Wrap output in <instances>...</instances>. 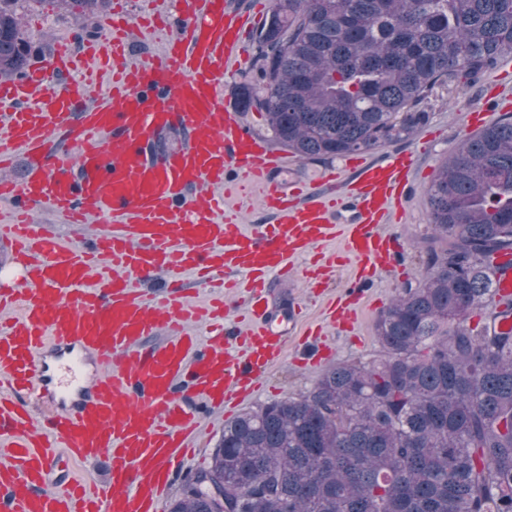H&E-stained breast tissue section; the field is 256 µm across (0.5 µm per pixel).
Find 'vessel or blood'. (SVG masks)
I'll return each mask as SVG.
<instances>
[{"label": "vessel or blood", "mask_w": 512, "mask_h": 512, "mask_svg": "<svg viewBox=\"0 0 512 512\" xmlns=\"http://www.w3.org/2000/svg\"><path fill=\"white\" fill-rule=\"evenodd\" d=\"M181 3L178 20L112 19L81 49L57 45L44 67L0 80V243L17 271L15 285L0 284V444L10 455L0 460V512H160L191 452L198 406L235 407L285 352L296 315L272 305L270 275L341 237L356 304L402 251L381 226L410 188L412 155L347 161L346 218L336 174L283 192L273 177L282 159L224 103L223 76L246 64L260 12ZM142 33L165 44L135 61L129 45ZM173 128L180 146L149 153ZM18 154L19 183L3 175ZM240 178L270 222L246 229L223 217L224 187ZM40 209L109 227L74 243L47 232ZM185 271L202 288L243 277L247 329L225 333L223 301L190 302ZM202 317L215 330L204 345L191 331ZM102 455L105 481L47 490L50 470Z\"/></svg>", "instance_id": "vessel-or-blood-1"}]
</instances>
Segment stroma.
<instances>
[{
    "instance_id": "obj_1",
    "label": "stroma",
    "mask_w": 512,
    "mask_h": 512,
    "mask_svg": "<svg viewBox=\"0 0 512 512\" xmlns=\"http://www.w3.org/2000/svg\"><path fill=\"white\" fill-rule=\"evenodd\" d=\"M24 22L33 38L36 54L32 63L36 66L43 64L45 55L51 53L55 43L71 40L74 36L73 21L58 17L48 8L27 13ZM503 88L512 90V54L501 58L497 68L485 74L476 84L450 81L437 86L426 104L430 119L425 127L413 136L366 152L365 157L370 161L407 149L415 150L418 154L410 195L392 222L385 226L386 231L398 235L402 241V269L393 274H380L366 287L356 321L348 325L339 323L327 327L324 343L331 352L327 359L316 364L305 361L299 343L291 342L283 359L267 375L261 389L242 403V410L305 394L329 367L356 362L369 363L380 358L381 347L375 335V322L400 288L416 280L425 265L424 247L433 234L428 218L426 190L438 166L456 151L461 138L466 134L468 113L484 110L489 112L494 121L506 115L505 104L495 101L497 93ZM238 117L265 142L270 152L283 157L285 166L278 177L285 184L316 183L322 180L328 168L339 169L344 165V159L340 156L302 159L293 155L274 139L258 112L242 110ZM311 263V255L298 256L295 260V276L287 281L272 280L271 288L279 308H303L306 324L314 325L324 321L328 299L342 295L350 286L353 267L350 262L337 261L335 267L326 274L327 281L322 294L315 295L311 293L302 275ZM226 422L225 416L215 412L206 413L197 441V453L178 471L170 485L168 499L178 498L187 477L198 468L208 466L213 445Z\"/></svg>"
}]
</instances>
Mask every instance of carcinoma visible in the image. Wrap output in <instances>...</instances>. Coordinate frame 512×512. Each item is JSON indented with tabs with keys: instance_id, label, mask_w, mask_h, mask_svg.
I'll use <instances>...</instances> for the list:
<instances>
[{
	"instance_id": "carcinoma-1",
	"label": "carcinoma",
	"mask_w": 512,
	"mask_h": 512,
	"mask_svg": "<svg viewBox=\"0 0 512 512\" xmlns=\"http://www.w3.org/2000/svg\"><path fill=\"white\" fill-rule=\"evenodd\" d=\"M49 6L84 20L108 0H0V77L25 73L23 18ZM253 40L243 110L300 157L347 155L426 125L437 85L512 53V0H274ZM427 199L433 240L376 322L383 357L225 425L168 512H512V294L493 284L512 252V120L464 137Z\"/></svg>"
}]
</instances>
